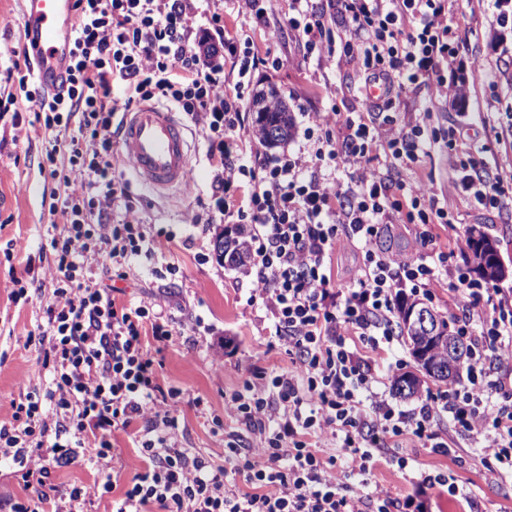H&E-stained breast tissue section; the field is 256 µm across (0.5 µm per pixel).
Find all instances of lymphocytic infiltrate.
Instances as JSON below:
<instances>
[{
	"instance_id": "obj_1",
	"label": "lymphocytic infiltrate",
	"mask_w": 512,
	"mask_h": 512,
	"mask_svg": "<svg viewBox=\"0 0 512 512\" xmlns=\"http://www.w3.org/2000/svg\"><path fill=\"white\" fill-rule=\"evenodd\" d=\"M198 2L78 0L65 80L51 93L22 74L17 94L0 101L1 113L33 104L53 134V152L68 156L67 167L50 171L61 191L49 211L65 230L50 240L55 289L37 326L53 382L45 392H27L12 422L0 425V455L18 464L32 490L13 512H46L55 499L57 487L44 480L46 459L67 464L82 448L107 459L115 432L128 430L137 452L112 512H398L389 490L355 492L346 474L366 476L388 437L412 436L447 453V440L433 428L443 416L494 460V474L511 475L512 294L431 249L439 225L448 228L455 251H464L468 239L423 179L393 186L384 175L413 169L430 146L423 118L401 124L392 115L396 100L424 91L468 99L448 0H291L274 36L294 31L306 54L319 56L326 40L338 39L344 57L361 66L364 83L381 81L386 92L366 113L334 105L309 113V159L257 157L249 165L240 147L257 132L245 124L241 102L245 78L262 59L239 56L246 35L227 31L223 13L197 25ZM332 10L345 17L337 36L328 25ZM228 64L237 68L231 87L224 84ZM117 82L119 100L112 96ZM147 102L181 112L205 139L215 175L191 223L214 224L233 213L255 225L244 275L272 316L271 337L292 361L249 370L227 398L224 411L236 427L224 432L220 465L178 445L182 392L160 383L161 354L179 331L175 319L149 303H119L85 267L93 252L124 279L156 249L128 183L115 176L113 148L120 105ZM333 170L340 179L330 178ZM461 192L477 205L499 207L512 197V170L490 179L463 176ZM118 209L124 218L116 224L111 216ZM399 217L420 226L416 251H375L381 226ZM346 244L364 257L341 287L327 260ZM443 286L454 295L453 317L472 360L461 382L427 394L413 410L398 409L376 388L373 356L393 340L400 297L431 300ZM323 441L345 450L346 468L323 454Z\"/></svg>"
}]
</instances>
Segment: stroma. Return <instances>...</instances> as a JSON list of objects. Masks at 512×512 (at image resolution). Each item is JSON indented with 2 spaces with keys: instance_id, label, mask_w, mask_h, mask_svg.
Masks as SVG:
<instances>
[{
  "instance_id": "stroma-1",
  "label": "stroma",
  "mask_w": 512,
  "mask_h": 512,
  "mask_svg": "<svg viewBox=\"0 0 512 512\" xmlns=\"http://www.w3.org/2000/svg\"><path fill=\"white\" fill-rule=\"evenodd\" d=\"M23 0H0V16L10 18V26H0V98L15 91L7 70L24 62L27 53L21 39ZM224 22L227 28L247 29L255 54L274 53L285 57L282 68L258 66L253 70L248 96L275 93L288 106L293 117L292 136L275 146L254 143L260 155L298 154L304 143L306 115L329 104L345 112H361L363 99L356 88L361 80L356 63L336 57L329 64H318L306 57L292 37L270 43L263 26L238 16L233 0H225ZM512 12V0H448V23L462 35L459 57L464 66L479 63L481 74L470 85L469 107L459 113L457 106L427 95L397 101L394 110L409 118L415 108L431 110L435 127L457 130L456 148L467 154L472 143L486 145L483 158L489 170L512 166V25L496 22L502 11ZM191 176L179 188L155 192L143 186L126 166L118 172L137 199L139 215L159 248L153 258L141 259L137 274L125 280L112 279L117 299L136 305L153 302L166 307L179 324L184 325L165 351L163 377L166 385L183 392L179 412V435L185 447L220 464L224 461V433L213 422L224 413L225 397L237 389L256 365L258 345L269 344L266 367L288 365L289 358L279 346L270 345L271 324L260 305L250 303V287L238 270L220 263L215 240L225 229H235L234 218L223 224H192L188 212L197 198L207 197L214 170L206 158L201 136L188 137ZM47 138L35 121L33 112L22 113L19 125L0 120V423L12 420V404L33 388L45 386L49 372L37 343L28 339L36 332L47 306L53 299L51 276L40 263L42 249L48 248L52 233L63 232V223L55 222L49 212L51 193L57 183L51 179L46 161ZM448 151L443 144L432 145L423 158L419 175L430 178L442 205L447 206L462 231L478 228L498 241L503 261L512 267V203L497 209H484L463 199L457 189L454 172L449 168ZM28 244L24 256L6 257L9 240ZM34 268H27V260ZM38 275L42 286L24 297L15 294V280L28 273ZM227 347H220V340ZM224 350V368L212 367V351ZM438 433L447 438L448 454L434 452L422 442L404 440L401 446L386 445L377 451L371 463V480L387 487L403 502V512H512V477L496 481L486 478V462L481 449L467 436L457 432L448 419H441ZM119 460L104 466L90 464L94 451L84 448L75 462L50 465L46 481L61 494L82 488L87 512H111L112 496L103 492L104 476H111L116 487H124L131 472L123 461L134 454L124 433H117ZM407 458L400 468L398 458ZM447 474L450 482L464 491L452 497L446 488L419 489L418 470Z\"/></svg>"
}]
</instances>
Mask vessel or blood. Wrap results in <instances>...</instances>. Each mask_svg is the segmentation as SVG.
Here are the masks:
<instances>
[{
	"instance_id": "vessel-or-blood-1",
	"label": "vessel or blood",
	"mask_w": 512,
	"mask_h": 512,
	"mask_svg": "<svg viewBox=\"0 0 512 512\" xmlns=\"http://www.w3.org/2000/svg\"><path fill=\"white\" fill-rule=\"evenodd\" d=\"M77 0H25L22 41L36 80L49 91L65 77ZM117 136L141 182L160 190L182 185L190 168L186 128L172 109L144 103L128 110Z\"/></svg>"
}]
</instances>
